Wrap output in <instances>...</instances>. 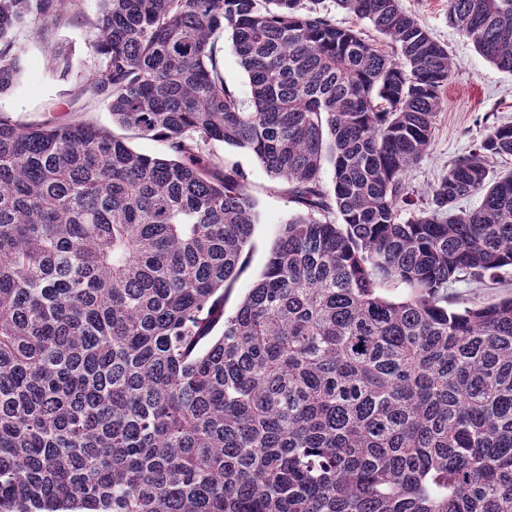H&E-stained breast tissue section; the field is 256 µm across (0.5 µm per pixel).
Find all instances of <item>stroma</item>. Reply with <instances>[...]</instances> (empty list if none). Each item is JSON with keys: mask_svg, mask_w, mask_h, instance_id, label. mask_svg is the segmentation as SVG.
Here are the masks:
<instances>
[{"mask_svg": "<svg viewBox=\"0 0 512 512\" xmlns=\"http://www.w3.org/2000/svg\"><path fill=\"white\" fill-rule=\"evenodd\" d=\"M77 3L80 20L59 26L48 40H40L30 29L19 33L22 73L10 90L0 94L1 117L21 126L80 119L112 131V115L107 107L81 95L77 81L61 79L49 62L51 49L61 47L72 51L83 71H91L100 63L95 48L97 31L89 24L99 10V2ZM399 4L447 48L453 62L431 142L423 160L406 178L412 198L423 205L430 198L431 186L454 160L467 154L484 135L487 125L512 123V75L486 61L471 39L449 25L448 0H399ZM220 153L243 171L257 202L248 262L235 279L227 301L232 307L260 277L280 227L292 215L294 205L250 151L226 146Z\"/></svg>", "mask_w": 512, "mask_h": 512, "instance_id": "obj_1", "label": "stroma"}]
</instances>
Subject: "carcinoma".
<instances>
[{"mask_svg":"<svg viewBox=\"0 0 512 512\" xmlns=\"http://www.w3.org/2000/svg\"><path fill=\"white\" fill-rule=\"evenodd\" d=\"M75 2L0 0V94ZM100 2L81 93L166 156L0 117V512H512V297L448 304L512 268V124L420 208L452 61L399 0H332L390 52L322 0ZM448 22L512 74V0ZM220 145L297 208L231 312L256 200ZM329 9H332L331 16L334 17L336 24L358 30L361 32V36L367 41L375 44V46L385 52H390L391 48L387 40H385L379 33H377L367 22L356 19L353 15L334 8L333 4L329 0H325L323 3ZM224 79L234 89L238 97L246 104L250 100V87L247 76L240 67L236 57L228 50L224 52Z\"/></svg>","mask_w":512,"mask_h":512,"instance_id":"obj_1","label":"carcinoma"}]
</instances>
